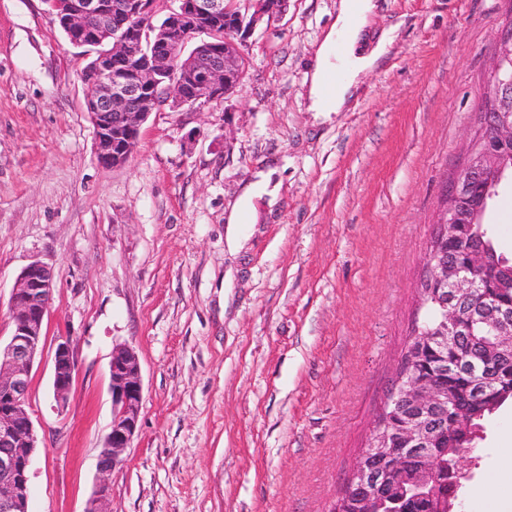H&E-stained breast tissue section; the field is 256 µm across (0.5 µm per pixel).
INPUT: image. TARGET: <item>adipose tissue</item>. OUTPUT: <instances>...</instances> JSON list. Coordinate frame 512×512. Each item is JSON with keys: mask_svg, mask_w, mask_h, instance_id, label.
<instances>
[{"mask_svg": "<svg viewBox=\"0 0 512 512\" xmlns=\"http://www.w3.org/2000/svg\"><path fill=\"white\" fill-rule=\"evenodd\" d=\"M376 8L374 0H339L336 21L317 46L308 82V109L312 112L342 111L353 98L360 73L373 69L386 52V39L369 42V18ZM338 76L335 95H326L325 78ZM273 169L257 171L245 184L237 204L227 216L226 240L233 250H241V226L253 218L252 201L260 195L275 196Z\"/></svg>", "mask_w": 512, "mask_h": 512, "instance_id": "adipose-tissue-1", "label": "adipose tissue"}]
</instances>
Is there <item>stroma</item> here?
I'll use <instances>...</instances> for the list:
<instances>
[{"instance_id":"1","label":"stroma","mask_w":512,"mask_h":512,"mask_svg":"<svg viewBox=\"0 0 512 512\" xmlns=\"http://www.w3.org/2000/svg\"><path fill=\"white\" fill-rule=\"evenodd\" d=\"M512 0H377L393 41L342 112L306 109L336 0H288L246 50L228 99L152 112L128 162L99 165L87 59L42 0H0V339L27 264L52 267L27 410L39 437L29 512H84L112 420V347L136 350L140 431L109 477L112 512H329L366 449L411 337L447 177L477 129ZM274 165L245 247L226 215ZM512 258V186L488 214ZM74 385L52 394V349ZM461 512L497 478L512 499V403L465 452ZM75 356L70 337H58L53 352V395L58 408H64L74 383Z\"/></svg>"}]
</instances>
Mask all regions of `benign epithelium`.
I'll return each instance as SVG.
<instances>
[{
    "mask_svg": "<svg viewBox=\"0 0 512 512\" xmlns=\"http://www.w3.org/2000/svg\"><path fill=\"white\" fill-rule=\"evenodd\" d=\"M46 11L61 26L69 46L92 53L82 72L87 88L85 108L96 129L95 150L100 165L123 166L138 143L148 116L163 107L199 109L226 99L242 81L241 58L249 39L263 23L287 10L288 0H241L230 25L224 0H42ZM227 32L224 50H213L212 38ZM498 50L487 78L486 98L491 108L490 136H479L467 147V176L488 180L495 190L509 176L505 160L492 143H512V110L505 111L512 90V23L501 26ZM462 181L445 186L435 227L453 237L461 227ZM488 266L480 242L471 244L466 267L429 250L427 277L431 288L421 301L439 306V321L416 346L404 353L395 386L377 422L368 448L379 453L373 461L364 454L349 477L345 490L356 512H380L385 499L397 504L410 497H427L433 471L428 467L437 453L443 427L431 423L429 413L447 408L453 398L433 378L416 372L427 349L448 368V337L462 336L478 322L493 334V341L465 363L475 373V389L468 401L481 400L512 375V310L488 297L464 321L461 304L478 295L484 282L475 273ZM51 267L34 260L20 272L10 296L13 325L6 343H0V512H29V472L38 437L26 409L31 372L42 355L43 324L53 300ZM73 341L58 337L53 352V395L65 407L74 383ZM112 421L99 454L98 467L106 478L125 462L139 430L143 383L139 357L128 344L112 348L109 366ZM418 470V480L396 487L391 474ZM109 488L102 483L84 512H109Z\"/></svg>",
    "mask_w": 512,
    "mask_h": 512,
    "instance_id": "benign-epithelium-1",
    "label": "benign epithelium"
}]
</instances>
